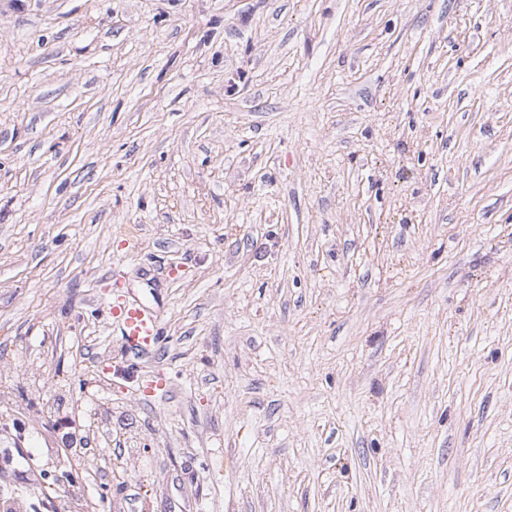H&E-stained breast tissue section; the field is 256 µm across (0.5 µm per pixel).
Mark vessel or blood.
Returning a JSON list of instances; mask_svg holds the SVG:
<instances>
[{"instance_id":"vessel-or-blood-1","label":"vessel or blood","mask_w":512,"mask_h":512,"mask_svg":"<svg viewBox=\"0 0 512 512\" xmlns=\"http://www.w3.org/2000/svg\"><path fill=\"white\" fill-rule=\"evenodd\" d=\"M119 325L129 350L137 356H150L161 342L158 315L148 307L127 300L122 289H115L107 305Z\"/></svg>"}]
</instances>
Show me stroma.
<instances>
[{"mask_svg":"<svg viewBox=\"0 0 512 512\" xmlns=\"http://www.w3.org/2000/svg\"><path fill=\"white\" fill-rule=\"evenodd\" d=\"M1 390L0 512H512V0H0ZM107 305L110 316L119 325L129 350L148 357L161 342L158 315L148 307L127 300L121 285H116Z\"/></svg>","mask_w":512,"mask_h":512,"instance_id":"obj_1","label":"stroma"}]
</instances>
